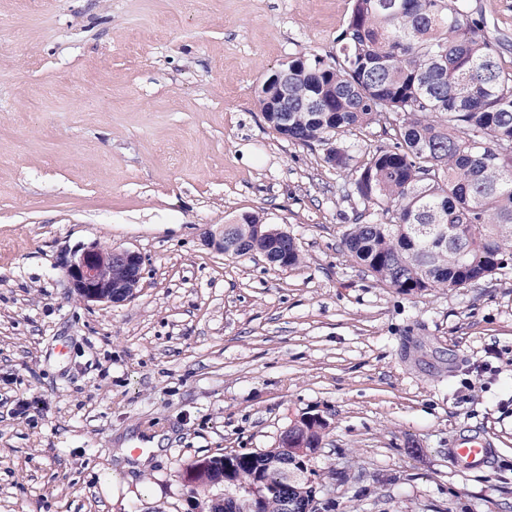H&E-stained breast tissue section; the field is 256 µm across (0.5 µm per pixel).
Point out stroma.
<instances>
[{
	"label": "stroma",
	"instance_id": "35a3bbf8",
	"mask_svg": "<svg viewBox=\"0 0 512 512\" xmlns=\"http://www.w3.org/2000/svg\"><path fill=\"white\" fill-rule=\"evenodd\" d=\"M512 68V0H469ZM350 0H0V512H202L207 456L321 417L331 512H512V270L405 295L342 236L356 206L320 146L258 104L336 52ZM259 215L301 264L224 253ZM144 263L122 303L64 271L89 245ZM23 417L12 410L19 399ZM481 433L482 472L448 457ZM159 437L148 472L118 448Z\"/></svg>",
	"mask_w": 512,
	"mask_h": 512
}]
</instances>
